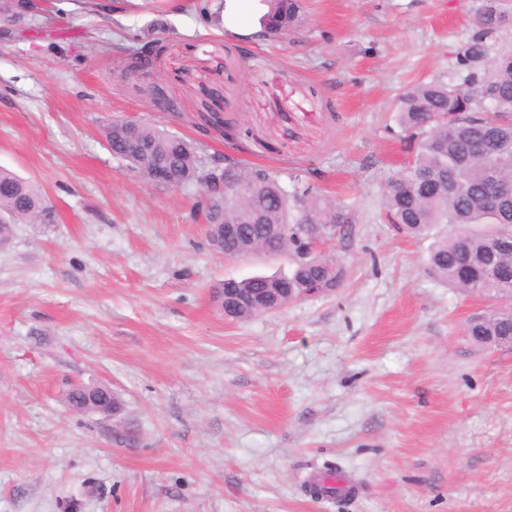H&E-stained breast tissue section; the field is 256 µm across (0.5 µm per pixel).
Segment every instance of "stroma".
Instances as JSON below:
<instances>
[{
  "instance_id": "obj_1",
  "label": "stroma",
  "mask_w": 512,
  "mask_h": 512,
  "mask_svg": "<svg viewBox=\"0 0 512 512\" xmlns=\"http://www.w3.org/2000/svg\"><path fill=\"white\" fill-rule=\"evenodd\" d=\"M95 2L49 0L0 36V167L53 211L0 247V512H512V347L470 341L486 300L431 274L428 240L385 210L408 161L398 98L452 81L474 0H304L282 40L259 38L261 0ZM121 118L320 185L350 211L328 244L342 286L225 320L216 283L288 260L215 253L200 188L107 149ZM95 384L118 416L70 408ZM316 475L355 490L315 499Z\"/></svg>"
}]
</instances>
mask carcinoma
I'll return each mask as SVG.
<instances>
[{"label":"carcinoma","mask_w":512,"mask_h":512,"mask_svg":"<svg viewBox=\"0 0 512 512\" xmlns=\"http://www.w3.org/2000/svg\"><path fill=\"white\" fill-rule=\"evenodd\" d=\"M268 10L262 30L271 39H281L302 21V0H265ZM509 20L503 0H475L476 31L456 50L457 68L472 73L470 84L450 85L442 79L418 82L407 87L398 100L396 121L408 134L411 153L405 174L389 184L385 208L389 221L415 238H427L439 225L446 230L434 236L428 251L430 271L443 283L468 295L493 300L509 297L512 288V255L498 256L506 275L504 280H489L476 274L468 283L457 279L460 267L471 260L493 254V238L512 236V198L508 203L496 198L503 187L512 188V48H503L489 57L482 68L474 59L489 50L487 39ZM156 48L146 45L130 54L127 70L138 72L144 59ZM132 129L143 152L123 156L128 166L146 179L152 165L163 159L183 187L198 184L201 166L199 147L193 140L157 126L136 122L108 123L102 129L106 143L121 146L126 130ZM483 146L479 154L474 145ZM256 181L258 190L246 199L224 196L221 203L205 205L209 227L205 236L214 245L223 224H240L246 234L258 239L269 224H286L290 233L276 246L296 251L291 230L298 224H334L350 222L349 213L322 190L299 175L288 176L271 169L262 170ZM50 214L45 196L32 181L0 168V239L9 241L12 225L34 222ZM345 276L342 259L329 251H320L306 266L291 265L288 274L265 277L271 287L288 278V287L305 288L312 280L325 288L340 287ZM468 337L478 345L497 346L512 336V309L500 306L489 311L486 322L466 328ZM66 400L77 411H94L96 402L112 400L106 386L79 385L71 388Z\"/></svg>","instance_id":"cac0c4a2"}]
</instances>
